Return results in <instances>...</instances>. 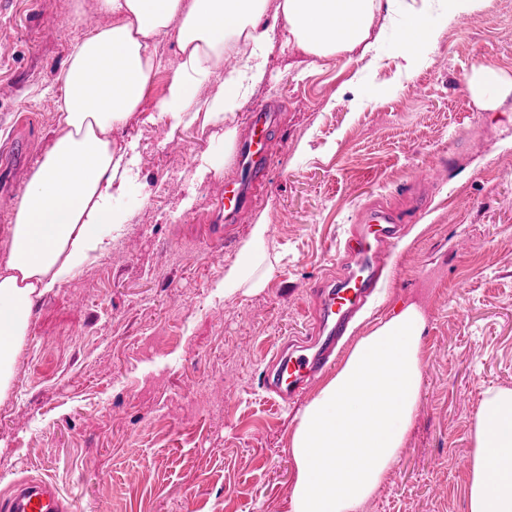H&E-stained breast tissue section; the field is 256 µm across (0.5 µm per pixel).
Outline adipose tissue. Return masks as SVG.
Masks as SVG:
<instances>
[{
    "label": "adipose tissue",
    "instance_id": "1",
    "mask_svg": "<svg viewBox=\"0 0 512 512\" xmlns=\"http://www.w3.org/2000/svg\"><path fill=\"white\" fill-rule=\"evenodd\" d=\"M268 0H98L109 24L76 41L58 76L60 131L32 169L0 248V395L37 299L112 247L133 193L129 148L113 130L138 112L162 63L156 47L173 37L180 56L156 110L171 128L223 122L265 77L275 30ZM396 0H279L286 42L330 59L378 51L370 30ZM478 0H433L399 31V59L415 69L437 28L472 14ZM252 43L210 98L200 95L224 51ZM270 227L257 222L237 260L224 270L225 290L257 288L269 259ZM425 317L400 308L358 339L336 374L304 406L291 436L295 476L290 512H362L398 463L413 425L423 380ZM467 481L469 512H512V388L485 392L475 417Z\"/></svg>",
    "mask_w": 512,
    "mask_h": 512
}]
</instances>
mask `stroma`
<instances>
[{"instance_id": "1", "label": "stroma", "mask_w": 512, "mask_h": 512, "mask_svg": "<svg viewBox=\"0 0 512 512\" xmlns=\"http://www.w3.org/2000/svg\"><path fill=\"white\" fill-rule=\"evenodd\" d=\"M107 21L96 0H0V159L12 171L0 176V243L59 132L69 48ZM372 31L374 61L275 40L263 82L223 123L175 132L155 112L178 48L158 43L163 71L112 133L134 147L142 203L110 251L36 305L0 398V496L41 476L83 512H290V435L321 384L281 405L266 369L287 338L310 334L311 288L335 276L347 230L380 200L415 211L379 305L347 340L417 302L424 375L406 446L363 512H467L482 395L512 388V93L493 110L473 87L482 66L512 79V0H481L439 28L410 72L383 15ZM268 102L283 114L268 179L234 236L214 237L224 178L196 170ZM436 165L445 180L415 189ZM260 219L273 269L259 288L224 291Z\"/></svg>"}]
</instances>
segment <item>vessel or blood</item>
Here are the masks:
<instances>
[{"mask_svg":"<svg viewBox=\"0 0 512 512\" xmlns=\"http://www.w3.org/2000/svg\"><path fill=\"white\" fill-rule=\"evenodd\" d=\"M277 110L253 112L233 157L234 173L224 182V223H238L253 187L263 183L272 163L269 132ZM403 217L383 203L372 204L353 225L344 242L346 259L336 276L314 292L316 317L310 338L286 345L275 357L267 389L282 400L299 396L331 363L339 341L355 314L380 287L388 248L397 238ZM0 512H75V506L49 480L15 484L0 501Z\"/></svg>","mask_w":512,"mask_h":512,"instance_id":"1","label":"vessel or blood"}]
</instances>
